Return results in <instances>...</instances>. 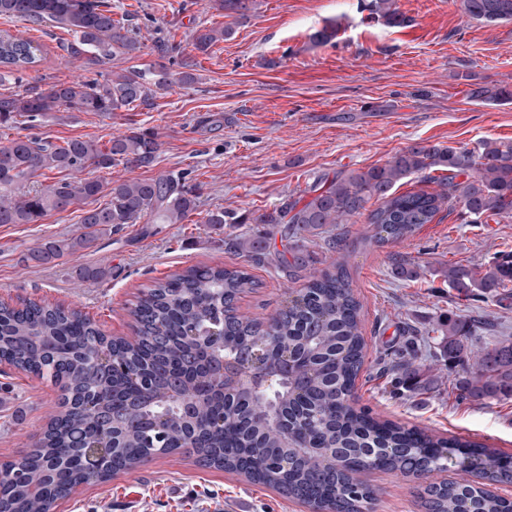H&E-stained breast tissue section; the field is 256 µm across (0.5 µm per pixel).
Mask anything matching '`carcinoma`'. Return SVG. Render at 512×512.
Masks as SVG:
<instances>
[{"label":"carcinoma","mask_w":512,"mask_h":512,"mask_svg":"<svg viewBox=\"0 0 512 512\" xmlns=\"http://www.w3.org/2000/svg\"><path fill=\"white\" fill-rule=\"evenodd\" d=\"M396 0H370L369 10L385 23L404 18ZM468 14L487 24L512 20V0H464ZM0 16L33 24L51 22L74 37L71 55L94 64L114 56L129 58L144 43L135 28L112 18L106 0H0ZM229 30L204 28L193 37L194 50L206 54ZM42 59L41 46L5 31L0 33V68L26 69ZM165 75L126 70L112 76L57 82L36 92L0 98V128L16 118L35 121L49 112L110 114L130 106L154 105ZM470 98L512 100L507 88L478 86ZM154 132L131 128L102 144L71 138L60 144L19 136L0 146V224H38L51 212L79 201H108L85 210L81 237L48 240L28 260L50 263L94 245L125 224L147 218L153 224H180L196 208V196L172 174L114 181L78 178L86 170L110 169L117 162L149 167L158 152ZM439 171L433 192H397L410 175ZM61 178L43 184L48 172ZM367 214L383 245L404 241L431 223L453 201L475 219L512 217V142L483 140L473 150L416 142L383 165L324 176L305 195L286 200L254 219L282 224L284 235L327 234L341 249L340 224ZM221 208L205 223L222 230L244 224ZM232 245L259 259L264 239L239 237ZM275 258L290 278L307 266L308 256ZM401 280L423 276L427 267L400 256L391 258ZM448 287L467 300L495 296L512 285V251L483 266L450 264L441 271ZM259 282L245 268L191 267L147 288L131 311L137 343L107 336L79 311L34 302L21 308L0 305V360L47 378L63 392V411L39 434L35 448L19 460L0 464V512H32L51 507L85 482V450L104 448L100 479L148 461L157 450L181 452L203 467L223 468L306 503L313 512H371L373 491L356 475L384 470L409 476L442 472L454 460L470 477L431 483L423 489L426 512H512V498L493 495L487 486L512 471V457L460 438L428 434L416 427L382 421L351 400L364 363L362 305L351 288L345 265L306 276L285 306L267 321L242 315L241 295ZM434 356L452 370L461 397L482 404L512 398V338L474 343L468 325L455 314L440 316ZM263 351L265 367L277 377L266 395L224 386L221 358L252 360ZM418 351L399 357V381L408 389H432L434 379L418 363ZM171 391L195 401L186 413L167 399Z\"/></svg>","instance_id":"obj_1"}]
</instances>
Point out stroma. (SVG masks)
Wrapping results in <instances>:
<instances>
[{
    "label": "stroma",
    "instance_id": "obj_1",
    "mask_svg": "<svg viewBox=\"0 0 512 512\" xmlns=\"http://www.w3.org/2000/svg\"><path fill=\"white\" fill-rule=\"evenodd\" d=\"M114 19L128 18L145 43L136 57L116 56L101 65L109 74L125 69L168 73L171 83L153 108L110 114L52 112L0 129V145L31 134L59 141L83 137L102 142L132 127L153 129L159 150L153 166L118 164L100 172L105 181L182 175L197 208L180 224H131L100 237L85 251L53 263L26 262L48 239L79 235L81 205L53 212L39 224L0 225V302L38 303L74 309L103 333L132 338L130 310L158 280L193 266H244L260 282L243 296L242 313L267 319L298 289L274 265L251 261L231 239L266 232L272 252L290 248L276 224H238L221 230L205 222L221 208L253 217L298 197L316 178L384 164L419 141L474 147L481 140L512 141V101L469 100L473 85L512 88V21L488 25L471 18L463 0H396L406 23L384 24L365 9L366 0H253L247 16L212 8L209 0H110ZM339 25L332 40L313 36ZM231 28V36L208 54L192 46L196 30ZM0 30L41 45L42 61L0 80V95L44 90L58 80H82L89 72L70 59L72 37L0 17ZM174 38L180 54L158 50ZM195 63L197 79L179 80L182 59ZM342 250L307 243L311 271L344 262L362 303L365 359L356 403L374 415L414 425L443 437L485 444L512 455V399L483 405L458 397L455 376L435 357L423 362L439 378L434 391L393 392L392 354L410 339L431 333L438 315L488 320L482 339L512 337V295L480 302L459 299L438 269L451 263L483 265L512 250V218L471 224L441 211L409 239L379 247L367 243L366 217L340 225ZM427 265L415 281L395 278L391 255ZM101 266L106 279L78 282V266ZM60 390L47 380L0 365V463L19 459L39 429L59 410ZM374 492L373 512H424L422 481L385 471L363 473ZM55 512H309L301 501L242 477L200 467L194 457L162 454L105 483L78 485Z\"/></svg>",
    "mask_w": 512,
    "mask_h": 512
}]
</instances>
